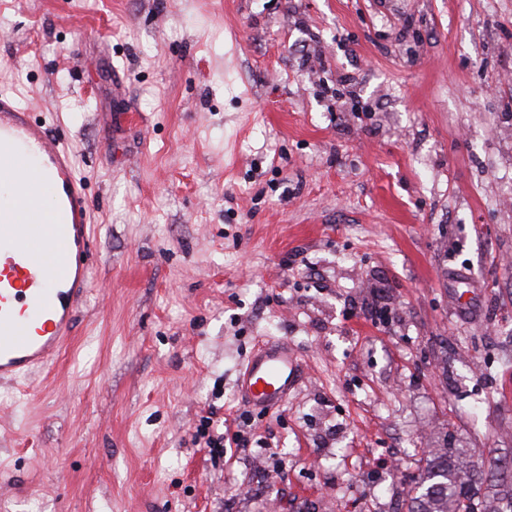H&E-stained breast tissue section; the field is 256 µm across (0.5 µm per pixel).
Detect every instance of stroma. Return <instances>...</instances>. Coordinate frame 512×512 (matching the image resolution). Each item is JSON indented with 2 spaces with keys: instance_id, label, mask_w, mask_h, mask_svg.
Segmentation results:
<instances>
[{
  "instance_id": "stroma-1",
  "label": "stroma",
  "mask_w": 512,
  "mask_h": 512,
  "mask_svg": "<svg viewBox=\"0 0 512 512\" xmlns=\"http://www.w3.org/2000/svg\"><path fill=\"white\" fill-rule=\"evenodd\" d=\"M1 91L94 239L70 344L0 382V512H408L433 452L502 512L512 0H0ZM268 342L301 375L252 410ZM213 417L205 416L200 420V424L196 429L195 439L204 440L207 448H211L210 452H214L218 456L224 455V432L219 433L211 430L213 426Z\"/></svg>"
}]
</instances>
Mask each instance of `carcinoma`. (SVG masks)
<instances>
[{
    "instance_id": "cac0c4a2",
    "label": "carcinoma",
    "mask_w": 512,
    "mask_h": 512,
    "mask_svg": "<svg viewBox=\"0 0 512 512\" xmlns=\"http://www.w3.org/2000/svg\"><path fill=\"white\" fill-rule=\"evenodd\" d=\"M471 483L448 464V454L436 455L428 460L410 512H476Z\"/></svg>"
}]
</instances>
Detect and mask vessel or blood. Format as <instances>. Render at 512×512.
Wrapping results in <instances>:
<instances>
[{"instance_id":"obj_1","label":"vessel or blood","mask_w":512,"mask_h":512,"mask_svg":"<svg viewBox=\"0 0 512 512\" xmlns=\"http://www.w3.org/2000/svg\"><path fill=\"white\" fill-rule=\"evenodd\" d=\"M29 157L24 169L16 155ZM0 380L52 366L90 288V206L66 147L28 107L0 94ZM298 381V363L270 346L237 384L252 407L279 406Z\"/></svg>"}]
</instances>
